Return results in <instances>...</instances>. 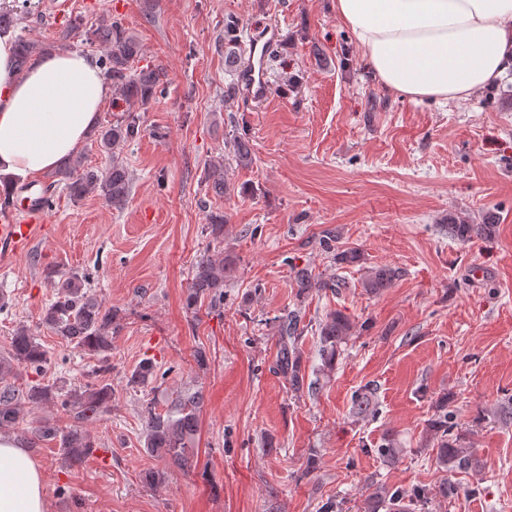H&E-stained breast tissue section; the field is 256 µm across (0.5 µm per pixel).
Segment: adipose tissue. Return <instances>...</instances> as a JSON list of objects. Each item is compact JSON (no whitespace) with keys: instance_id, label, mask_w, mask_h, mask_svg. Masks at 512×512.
<instances>
[{"instance_id":"ef3b65f1","label":"adipose tissue","mask_w":512,"mask_h":512,"mask_svg":"<svg viewBox=\"0 0 512 512\" xmlns=\"http://www.w3.org/2000/svg\"><path fill=\"white\" fill-rule=\"evenodd\" d=\"M373 79L393 97L465 101L512 66V0H331ZM0 36V184L54 172L94 129L106 84L91 56L35 55ZM0 512H48L30 454L0 437Z\"/></svg>"}]
</instances>
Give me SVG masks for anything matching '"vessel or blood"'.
<instances>
[{
	"mask_svg": "<svg viewBox=\"0 0 512 512\" xmlns=\"http://www.w3.org/2000/svg\"><path fill=\"white\" fill-rule=\"evenodd\" d=\"M279 36L276 25L266 24L251 31L244 59L236 72L238 98L247 108H255L270 95L266 62ZM47 209L43 194L12 197L0 203V254L21 252L40 234Z\"/></svg>",
	"mask_w": 512,
	"mask_h": 512,
	"instance_id": "obj_1",
	"label": "vessel or blood"
}]
</instances>
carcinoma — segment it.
<instances>
[{
	"label": "carcinoma",
	"instance_id": "obj_1",
	"mask_svg": "<svg viewBox=\"0 0 512 512\" xmlns=\"http://www.w3.org/2000/svg\"><path fill=\"white\" fill-rule=\"evenodd\" d=\"M30 8V0L0 3V35L14 34L16 66L21 71L27 67L33 56V47L22 34L16 33V29L22 24V20L28 18ZM241 38L238 23L233 20L226 21L225 60L230 68L234 66L235 46ZM88 40L105 47L103 63L112 81V95L125 102L126 115L97 131L95 144L98 151L109 155L112 160L108 172L103 174L93 167L85 168L82 157L76 156L65 162L59 174L69 179L74 172H79V177L67 183L71 196L80 198L89 190L97 189L106 202L120 209L128 199L131 181L120 152L126 143L141 133L134 112L148 105L163 90L168 83V73L159 65H139L143 57L140 42L117 19H102L90 32ZM224 145L232 153L237 165L249 167L254 163L249 140L237 128L228 131ZM495 228L496 224L491 216L483 224H465L453 218L448 219V235L461 242H468L475 237H490L495 233ZM231 272L232 264L224 256H201L193 270L186 298L187 308L195 311L205 302L211 309L220 306L224 300V282ZM295 277L302 294L314 288L322 290L327 287V283L317 279L308 268L297 270ZM397 277V269L387 265L377 266L369 271L362 282V288L369 294H379ZM115 318L116 312L104 307L85 288L84 277L75 273L57 283L55 300L46 307L43 315L44 323L53 332L76 343L80 348L100 354L111 349ZM277 321L279 349L275 367L288 380L291 391L299 394L306 387L312 388V384L305 383L302 356L298 349V341L303 333L300 328L301 319L297 311L290 310L277 317ZM353 335L354 324L350 319L338 312L327 316L319 330V357L322 367L333 369L342 345ZM47 361L45 351L22 328L10 338L7 351L0 354V379L15 373L21 367L40 374ZM111 398L112 390L107 384H87L67 391L54 382L30 383L21 390L14 386H1L0 432L18 427L23 404H41L56 399L73 419V425L63 434V447L67 449L71 460L80 461L94 448V443L83 430V426L100 417L107 410ZM201 400L199 393L186 394L163 415L154 412L149 406L145 407L146 449L151 453H162L175 467L187 466L189 451L198 429L197 412ZM352 401L356 413H374L371 388L366 386L355 392ZM427 431L437 442V462L440 468L445 471L462 470L476 465L472 451L464 445V433L454 415L448 412L447 404L439 406L438 413L427 424ZM377 452L386 461L394 462L402 452L401 442L393 432L388 431L383 435ZM423 498L425 492L422 489L407 499L399 490L381 485L365 500L364 510H391L403 503L407 512H415L417 501Z\"/></svg>",
	"mask_w": 512,
	"mask_h": 512
}]
</instances>
